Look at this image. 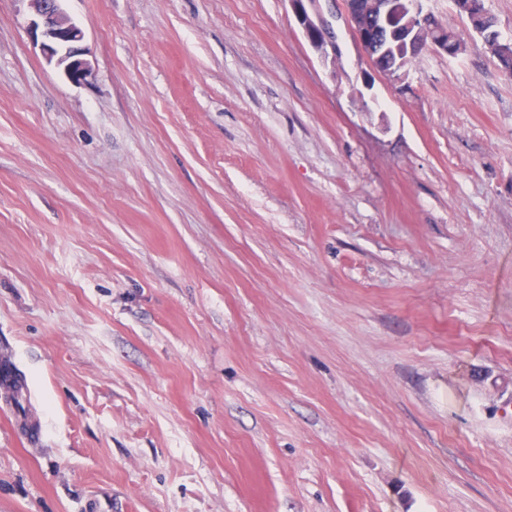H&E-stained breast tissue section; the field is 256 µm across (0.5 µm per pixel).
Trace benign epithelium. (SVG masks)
<instances>
[{
    "label": "benign epithelium",
    "instance_id": "7a95c632",
    "mask_svg": "<svg viewBox=\"0 0 512 512\" xmlns=\"http://www.w3.org/2000/svg\"><path fill=\"white\" fill-rule=\"evenodd\" d=\"M27 29L48 61L56 62L66 78L83 83L90 75L82 46L84 33L61 8L62 0H28ZM335 0H288L309 45L327 58L336 55V41L324 11ZM350 27L374 71L395 76L406 59L426 49L455 57L463 45L448 37V27L428 7L427 0H344Z\"/></svg>",
    "mask_w": 512,
    "mask_h": 512
}]
</instances>
